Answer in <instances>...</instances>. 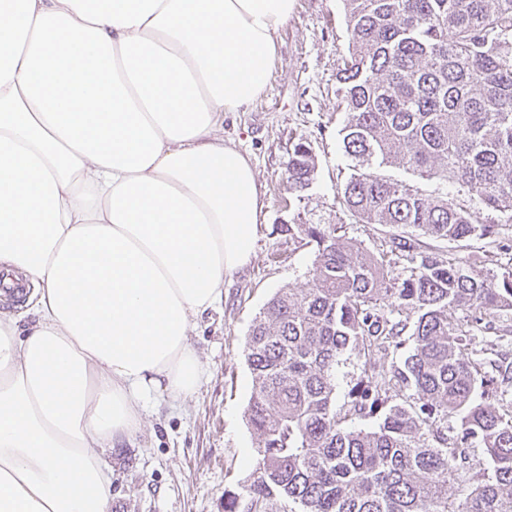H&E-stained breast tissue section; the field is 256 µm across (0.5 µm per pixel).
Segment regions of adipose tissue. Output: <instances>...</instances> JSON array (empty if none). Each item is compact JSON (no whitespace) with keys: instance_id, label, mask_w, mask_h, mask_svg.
Wrapping results in <instances>:
<instances>
[{"instance_id":"1","label":"adipose tissue","mask_w":512,"mask_h":512,"mask_svg":"<svg viewBox=\"0 0 512 512\" xmlns=\"http://www.w3.org/2000/svg\"><path fill=\"white\" fill-rule=\"evenodd\" d=\"M293 0H0V512H109L98 450L190 398V341L263 208L216 128L264 89ZM2 291L7 294L8 296H12L15 298H20L23 296L25 291V286L22 283L21 280H12L11 286H4L1 285ZM25 295L21 299H10L7 298L6 300H3V297H0V310H9L10 312L25 314L26 309L28 306L24 307L23 304L25 302Z\"/></svg>"}]
</instances>
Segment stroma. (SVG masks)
<instances>
[{"label": "stroma", "instance_id": "1", "mask_svg": "<svg viewBox=\"0 0 512 512\" xmlns=\"http://www.w3.org/2000/svg\"><path fill=\"white\" fill-rule=\"evenodd\" d=\"M347 49L342 0H294L265 89L247 110L224 116L220 135L250 158L264 191L255 255L192 333L207 370L196 393L185 401H148L141 432L102 452L112 502L123 512H224L225 491L240 490L251 474L256 435L246 415L252 395L246 337L275 292L309 286L314 260L285 225L339 224L369 253L387 248L388 227L359 222L340 202L352 173L340 135L343 90L337 81ZM301 140L317 160V174L308 189L292 194L286 165ZM447 192L449 203L494 225L495 232L464 242L429 239L430 252L443 260L466 258L497 274L512 268V224L467 193Z\"/></svg>", "mask_w": 512, "mask_h": 512}]
</instances>
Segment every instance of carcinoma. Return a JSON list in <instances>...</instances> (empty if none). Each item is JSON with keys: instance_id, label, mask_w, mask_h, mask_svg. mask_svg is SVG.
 I'll list each match as a JSON object with an SVG mask.
<instances>
[{"instance_id": "obj_1", "label": "carcinoma", "mask_w": 512, "mask_h": 512, "mask_svg": "<svg viewBox=\"0 0 512 512\" xmlns=\"http://www.w3.org/2000/svg\"><path fill=\"white\" fill-rule=\"evenodd\" d=\"M348 55L341 203L395 230L373 259L338 224H290L314 252L311 285L282 288L245 356L255 465L224 512H512V270L422 250L494 225L379 173L437 178L512 223V0H343ZM288 190L314 180L305 143ZM414 266L399 280L393 265ZM407 354L378 369V355ZM348 351L362 361L337 395ZM371 419V428H355Z\"/></svg>"}]
</instances>
